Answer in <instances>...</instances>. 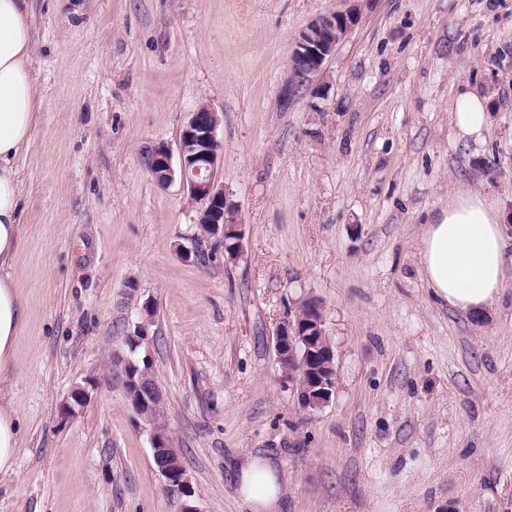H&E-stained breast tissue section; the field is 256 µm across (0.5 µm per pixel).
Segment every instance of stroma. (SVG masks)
Returning <instances> with one entry per match:
<instances>
[{
    "mask_svg": "<svg viewBox=\"0 0 512 512\" xmlns=\"http://www.w3.org/2000/svg\"><path fill=\"white\" fill-rule=\"evenodd\" d=\"M351 0H32L37 107L11 270L27 316L8 385L21 446L0 512H175L110 378L138 323L199 512H248L236 463L283 474L280 512H512V263L483 317L440 304L425 224L482 188L512 211V0H360L322 73L289 54ZM487 100L455 136L461 91ZM203 103L240 258L200 239L148 159ZM201 245L187 259L180 246ZM318 299L330 402L307 414L277 328ZM90 403L69 421L74 385ZM450 112L460 137L479 135L487 119L485 99L471 91L460 93L451 103Z\"/></svg>",
    "mask_w": 512,
    "mask_h": 512,
    "instance_id": "1",
    "label": "stroma"
}]
</instances>
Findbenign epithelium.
<instances>
[{
	"mask_svg": "<svg viewBox=\"0 0 512 512\" xmlns=\"http://www.w3.org/2000/svg\"><path fill=\"white\" fill-rule=\"evenodd\" d=\"M359 19L360 12L355 7L312 19L292 47L289 61L293 76L304 81L320 75L327 57ZM221 122V115L211 105H200L180 133L178 164H173L168 147L159 146L149 158L148 170L161 186L176 179L180 181L190 200L202 204L196 223L210 225L211 236L224 240V258L235 260L243 251V232L218 176L217 131ZM312 309L320 310L317 300L303 301L293 319L277 329L274 344L278 363L288 371V381L294 385L298 403L307 413L329 403L335 377L329 342L317 341V337L325 336L322 320L314 318ZM131 363L129 357L117 356L112 362L113 376L120 380L133 409L142 410L140 417L149 428L154 463L164 479L166 493L176 504L177 512H199L194 505L195 490L187 475L181 474L176 482L170 480L174 468L182 463L173 462L166 455L170 447L168 432L150 420L154 404L164 402L162 391L154 376L134 373ZM90 399L87 387L75 386L62 407L61 417L76 416Z\"/></svg>",
	"mask_w": 512,
	"mask_h": 512,
	"instance_id": "1",
	"label": "benign epithelium"
}]
</instances>
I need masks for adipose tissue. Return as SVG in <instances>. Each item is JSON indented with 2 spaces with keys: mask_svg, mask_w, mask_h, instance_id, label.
Returning <instances> with one entry per match:
<instances>
[{
  "mask_svg": "<svg viewBox=\"0 0 512 512\" xmlns=\"http://www.w3.org/2000/svg\"><path fill=\"white\" fill-rule=\"evenodd\" d=\"M30 0H0V376L13 369L15 338L26 307L9 273L21 245L22 181L15 158L33 141L35 80ZM459 136L479 135L486 123L484 98L460 93L450 106ZM497 200L480 189L452 195L426 224L421 275L432 296L448 307L481 314L502 286L506 242ZM19 453L17 413L0 387V472L13 471ZM238 492L250 512H277L283 494L277 466L251 453L240 457Z\"/></svg>",
  "mask_w": 512,
  "mask_h": 512,
  "instance_id": "1",
  "label": "adipose tissue"
}]
</instances>
